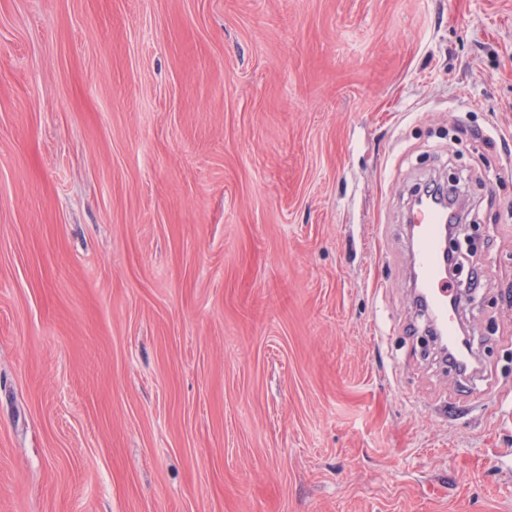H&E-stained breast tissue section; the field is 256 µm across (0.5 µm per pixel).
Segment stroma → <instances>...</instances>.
Segmentation results:
<instances>
[{"mask_svg":"<svg viewBox=\"0 0 512 512\" xmlns=\"http://www.w3.org/2000/svg\"><path fill=\"white\" fill-rule=\"evenodd\" d=\"M0 512H512V0H0ZM408 222L417 225L413 264L419 275L420 288L426 289L431 314L447 335L453 336L455 323L448 316V303L453 302L461 292L459 288H448L447 276L440 277L438 255L441 217L434 209L424 207L410 212Z\"/></svg>","mask_w":512,"mask_h":512,"instance_id":"35a3bbf8","label":"stroma"}]
</instances>
